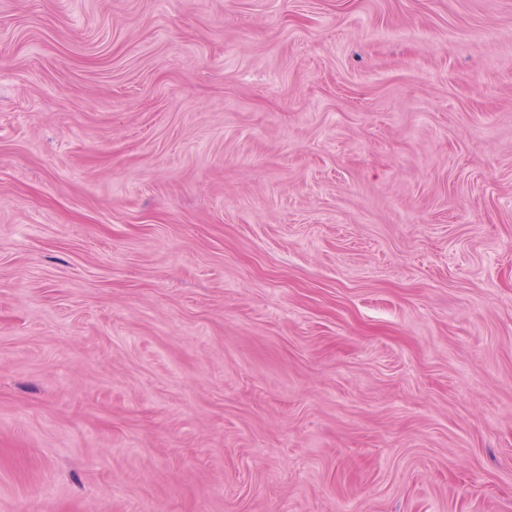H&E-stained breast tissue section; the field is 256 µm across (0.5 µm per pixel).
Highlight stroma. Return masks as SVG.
Returning a JSON list of instances; mask_svg holds the SVG:
<instances>
[{
    "instance_id": "1",
    "label": "stroma",
    "mask_w": 512,
    "mask_h": 512,
    "mask_svg": "<svg viewBox=\"0 0 512 512\" xmlns=\"http://www.w3.org/2000/svg\"><path fill=\"white\" fill-rule=\"evenodd\" d=\"M0 512H512V0H0Z\"/></svg>"
}]
</instances>
